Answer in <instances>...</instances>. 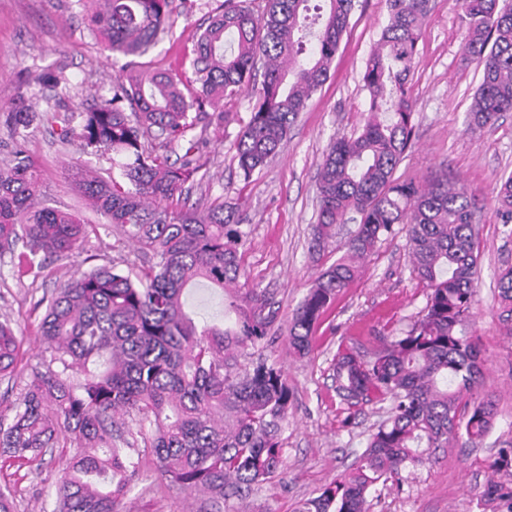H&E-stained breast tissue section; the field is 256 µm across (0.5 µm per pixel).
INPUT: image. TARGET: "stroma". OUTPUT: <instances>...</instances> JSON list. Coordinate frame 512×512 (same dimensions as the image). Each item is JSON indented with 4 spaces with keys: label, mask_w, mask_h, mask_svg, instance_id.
<instances>
[{
    "label": "stroma",
    "mask_w": 512,
    "mask_h": 512,
    "mask_svg": "<svg viewBox=\"0 0 512 512\" xmlns=\"http://www.w3.org/2000/svg\"><path fill=\"white\" fill-rule=\"evenodd\" d=\"M220 2L196 0L190 9L184 0H172V30L142 57V65L189 68L198 28ZM430 3L411 81L414 146L396 174L416 181L447 175L477 203L481 276L467 330L480 339V390L496 400L498 415L482 443L467 447L455 442L437 449L423 464L407 468L400 484L371 494L367 512H500L485 505L481 495L493 476L489 464L499 442L512 439V334L499 321L496 290L499 269L512 265V236L494 201L499 178L512 171V112L481 131L468 130L467 110L481 71L460 54L465 23L454 0ZM386 20V0H355L328 80L300 113L283 148L251 182H244L233 161L240 123L250 115L248 98H225L224 109L234 121L225 127L222 142H210L201 155L210 181L193 189L191 197L235 203L242 223L249 225L246 273L279 306L274 340L257 353L284 370L293 393L282 433L283 472L255 487L244 501L226 500L224 512H297L351 468L385 419L387 406L365 405L354 423L345 424L346 406L332 382L337 349H362L370 337L405 330L426 304L425 289L410 274L407 238L400 230L378 244L359 277L338 295L309 353L300 357L288 349L286 334L294 309L322 267L344 253L349 238V227L340 228L322 261H313L309 245L322 153L330 140L358 133L365 122L369 93L362 75ZM125 63L124 57L103 50L78 0H0V113L24 107L39 114L58 101L69 111H82L110 96ZM59 67L71 79L66 94L39 81L43 72ZM18 139L41 173L38 203L77 214L96 230L74 254L51 257L34 279L17 278L11 254L0 255V320L9 319L23 338L13 377L0 380V419L6 421L14 414L13 403L32 367L48 356L37 336L43 314L40 300L50 298L76 271L96 266L124 269L144 261L125 236L109 228L104 215L85 204L70 180L72 169H101L104 160L80 151L75 142L62 141L58 127L38 117L18 137L0 126V161ZM73 453L71 447H60L17 461L0 449V485L15 489V512H51L60 466ZM141 454L140 475L122 499L121 512H208L205 496L170 487L158 474L151 450L142 449Z\"/></svg>",
    "instance_id": "stroma-1"
}]
</instances>
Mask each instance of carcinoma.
<instances>
[{
  "label": "carcinoma",
  "instance_id": "1",
  "mask_svg": "<svg viewBox=\"0 0 512 512\" xmlns=\"http://www.w3.org/2000/svg\"><path fill=\"white\" fill-rule=\"evenodd\" d=\"M466 20L463 56L477 63L468 127L481 130L512 112V3L457 0ZM354 0H224L194 42L191 75L150 70L138 62L172 26L169 0H96L92 27L103 49L127 58L112 96L83 112H50L61 136L107 157L120 178L74 174L93 209L148 256L134 276L96 267L73 276L48 301L40 323L50 358L34 367L10 422L0 420V446L24 460L60 443L75 448L61 469L51 512H119L141 471L125 422L150 448L161 474L184 492L211 495L224 512V488L243 499L283 468L281 435L292 394L284 371L247 366V350L267 339L278 310L249 284L244 246L250 230L234 205L198 212L175 209L200 171L196 120L222 130L226 97L246 96L249 119L237 133L234 160L244 180L261 173L288 139L313 92L328 78ZM388 21L367 59L363 82L369 113L356 137L329 143L319 168L317 222L310 252L319 258L341 224L356 223L346 253L321 273L294 312L288 345L308 354L312 335L336 295L354 281L360 261L400 225L411 275L427 289L423 310L406 330L377 339L362 355L341 349L332 367L344 423L374 401L390 402L387 418L359 461L297 512H366L368 492L398 483L432 448L464 434L481 442L497 408L476 390L481 352L466 323L476 302L479 248L475 201L448 181L395 176L413 146L415 110L409 86L430 0H387ZM41 81L68 89L64 69ZM14 134L31 112H2ZM78 125L73 127V119ZM180 145L176 162L146 144ZM40 175L21 145L0 167V254H16L21 275L47 259L78 250L88 225L75 214L36 205ZM504 223H512V174L496 187ZM223 291L224 320L197 322L185 310L186 290ZM498 317L512 332V266L497 276ZM22 340L0 322V378L13 374ZM82 375L73 384L71 374ZM489 468L512 475V445ZM482 496L507 502L512 483L490 480Z\"/></svg>",
  "mask_w": 512,
  "mask_h": 512
}]
</instances>
